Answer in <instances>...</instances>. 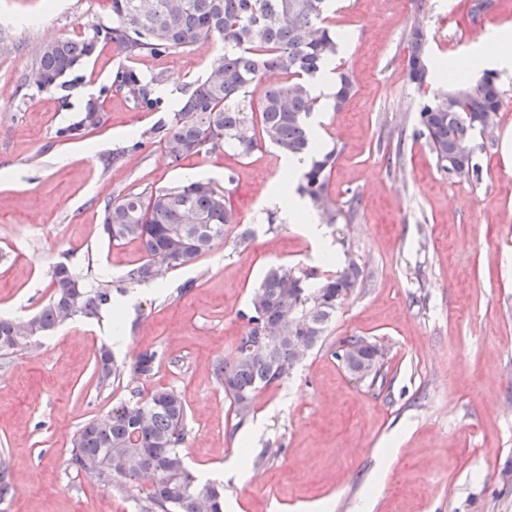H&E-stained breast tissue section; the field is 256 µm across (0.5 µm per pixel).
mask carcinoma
<instances>
[{
    "mask_svg": "<svg viewBox=\"0 0 512 512\" xmlns=\"http://www.w3.org/2000/svg\"><path fill=\"white\" fill-rule=\"evenodd\" d=\"M112 25L93 29V34L65 38L41 46L25 85L39 92L65 89L67 77L90 57L99 38L118 44L129 55L164 54L187 49L201 41H221L224 53L197 80L175 113V122L160 127L166 156L177 164L201 152L214 153L224 146L242 158L251 157L269 144L292 157H308L298 192L307 197L324 224L349 223L355 206L338 205L330 195L329 178L336 149L324 150L311 116L318 107L312 82L338 53L336 33L323 25L331 0H111ZM407 70L412 82L423 84L426 66H418L425 42L416 30L409 34ZM276 72L282 80L266 86L253 99L252 86ZM118 92L130 95L138 105L152 110L161 102L152 84L129 69H118L112 81ZM349 73H338L333 110H341L355 95ZM503 106L496 76L483 72L466 86L424 104L413 137L424 138L438 163L448 173L472 174L480 179L470 142L480 129L479 117L494 115ZM105 114L93 102L80 119L57 131L65 140L100 127ZM228 189L210 181L175 187L118 194L105 202L103 231L110 242H135L142 252L115 287H88L66 264L53 267L52 294L41 310L26 319H0V354L29 348L52 335L65 321V309L74 315L96 317L111 304L112 290L154 279L153 270L176 269L195 263L224 241V233L237 217L227 201ZM361 271L352 257L327 273L320 269L275 264L268 268L250 298L246 331L234 357L215 366L216 377L244 421L254 399L264 389L283 382L296 363L288 339V312L307 320L303 332L311 349L323 340L329 323L358 285ZM282 324V337L272 339L263 325ZM378 345L361 350L352 364L355 370L380 371ZM157 352L140 354L133 375L150 378L159 368ZM98 383L107 385L122 374L110 350L96 356ZM187 409L173 388H157L147 396L133 391L106 417L86 422L71 440V459L87 476L118 493L137 498L140 512H224V488L201 480L184 461L189 432ZM151 469L148 490L135 481L143 465Z\"/></svg>",
    "mask_w": 512,
    "mask_h": 512,
    "instance_id": "obj_1",
    "label": "carcinoma"
}]
</instances>
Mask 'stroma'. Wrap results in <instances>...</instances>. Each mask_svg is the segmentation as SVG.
I'll list each match as a JSON object with an SVG mask.
<instances>
[{
	"label": "stroma",
	"instance_id": "stroma-1",
	"mask_svg": "<svg viewBox=\"0 0 512 512\" xmlns=\"http://www.w3.org/2000/svg\"><path fill=\"white\" fill-rule=\"evenodd\" d=\"M43 3L0 0V316L36 313L57 263L90 286L116 283L140 261L136 244H110L101 231L102 208L118 193L173 186L189 172L220 186L231 173L239 222L194 265L113 294L128 306L115 361L126 369L157 351L151 378L125 373L99 387L96 355L112 336L105 311L0 356L9 484L0 512H139L76 469L71 439L131 391L161 387L187 405L184 454L198 476L246 457L247 481L220 479L224 512H512V69L496 73L504 106L495 132L473 137L481 178L467 182L412 137L422 104L448 83L430 74L413 84L406 68L413 27L428 34L427 60L458 65L512 28V0H334L326 23L347 37L336 68L352 74L357 91L313 122L322 145L338 150L330 194L354 202L356 214L324 237L335 255L356 259L362 282L322 346L241 422L214 366L234 355L253 288L270 265L324 264L273 198L286 157L270 146L247 159L228 148L171 164L155 129L173 124L177 101L146 110L112 86L116 69L129 66L158 89L186 94L223 53L218 41L129 57L101 39L67 89L22 88L43 44L112 23L109 0H59L49 11ZM91 99L104 124L58 138ZM247 227L253 238L236 246ZM351 336L382 349L376 380H356L337 360Z\"/></svg>",
	"mask_w": 512,
	"mask_h": 512
}]
</instances>
